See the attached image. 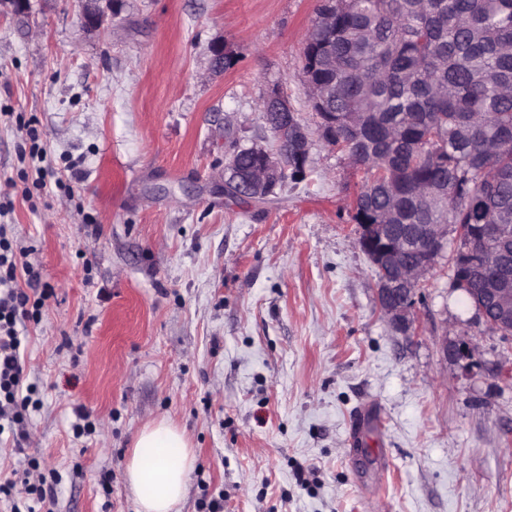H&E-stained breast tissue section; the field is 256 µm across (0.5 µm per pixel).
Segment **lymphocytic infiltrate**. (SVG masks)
<instances>
[{
    "instance_id": "obj_1",
    "label": "lymphocytic infiltrate",
    "mask_w": 512,
    "mask_h": 512,
    "mask_svg": "<svg viewBox=\"0 0 512 512\" xmlns=\"http://www.w3.org/2000/svg\"><path fill=\"white\" fill-rule=\"evenodd\" d=\"M27 288H20L19 277ZM39 269L14 247L5 225H0V433L8 432L15 451H22L30 437L27 411L30 395L24 394L21 350L27 322L39 321L52 294L42 286Z\"/></svg>"
}]
</instances>
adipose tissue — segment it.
I'll return each instance as SVG.
<instances>
[{
  "instance_id": "obj_1",
  "label": "adipose tissue",
  "mask_w": 512,
  "mask_h": 512,
  "mask_svg": "<svg viewBox=\"0 0 512 512\" xmlns=\"http://www.w3.org/2000/svg\"><path fill=\"white\" fill-rule=\"evenodd\" d=\"M195 456L182 430L166 419L144 426L126 462L137 512H179Z\"/></svg>"
}]
</instances>
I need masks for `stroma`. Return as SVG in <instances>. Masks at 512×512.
I'll return each mask as SVG.
<instances>
[{
	"label": "stroma",
	"instance_id": "35a3bbf8",
	"mask_svg": "<svg viewBox=\"0 0 512 512\" xmlns=\"http://www.w3.org/2000/svg\"><path fill=\"white\" fill-rule=\"evenodd\" d=\"M84 4L0 0V113L35 120L64 183L37 206L11 190L4 218L53 295L26 327L40 407L0 472L36 460L52 512H136L125 461L167 418L196 455L181 512H512V336L451 290L446 257L418 334L382 317L353 219L363 174L322 140L303 73L318 0H112L96 30ZM218 42L238 56L220 74ZM274 90L310 134L307 174L243 202L226 145L272 146ZM459 336L472 367L440 355ZM367 401L384 427L355 452Z\"/></svg>",
	"mask_w": 512,
	"mask_h": 512
}]
</instances>
